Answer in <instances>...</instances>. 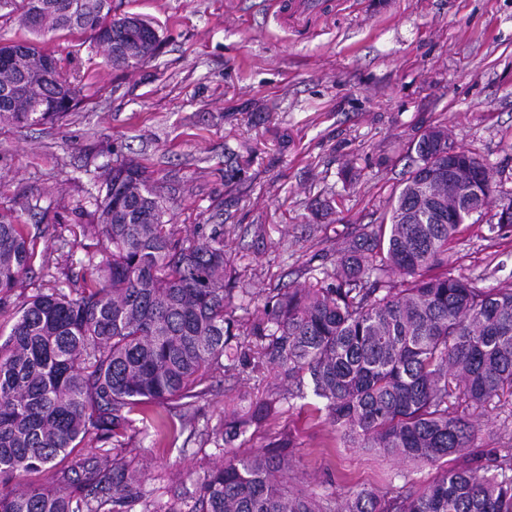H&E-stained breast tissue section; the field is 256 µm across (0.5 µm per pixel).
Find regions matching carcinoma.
I'll use <instances>...</instances> for the list:
<instances>
[{"label":"carcinoma","instance_id":"obj_1","mask_svg":"<svg viewBox=\"0 0 512 512\" xmlns=\"http://www.w3.org/2000/svg\"><path fill=\"white\" fill-rule=\"evenodd\" d=\"M111 0H42L40 34L88 33L109 62L135 67L157 43L111 15ZM0 95L21 85L0 123L51 124L57 88L26 78L52 51L27 39L0 42ZM454 154H448V149ZM407 177L389 221L364 224L313 284L266 298L261 316L241 331L224 225L182 236L165 220L166 200L145 167L112 165L84 211L83 236L98 249L56 262L48 288L19 305L10 331L0 327V512H159L143 490L144 470L128 457L138 432L163 439L173 411L194 427L196 403L235 362L265 367L296 386L309 380L324 402L317 412L345 446L371 448L411 464L440 466L428 485L358 488L317 497L287 480L290 439L239 457L228 445L252 422L271 418L281 394L267 391L225 429L206 435L224 462L194 490L171 489L167 512H512V452L488 450L482 468L465 457L471 415L512 397V286L480 288L449 269L448 245L465 212L496 191L493 169L454 145L448 125L428 127L413 144ZM443 154L468 192L448 204V182L427 168ZM25 225L0 221V308L33 266ZM398 279H392V276ZM141 423L136 428L135 423ZM99 445L94 454L83 452ZM54 469L48 488L24 477Z\"/></svg>","mask_w":512,"mask_h":512}]
</instances>
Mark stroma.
Returning <instances> with one entry per match:
<instances>
[{"label":"stroma","instance_id":"35a3bbf8","mask_svg":"<svg viewBox=\"0 0 512 512\" xmlns=\"http://www.w3.org/2000/svg\"><path fill=\"white\" fill-rule=\"evenodd\" d=\"M325 2L321 14L286 23L274 0H112L114 14L140 15L160 36L157 56L136 68L110 64L89 35H51L81 104L53 125L0 124V217L39 230V257H84L95 243L76 233L80 209L107 165L136 161L182 233L227 229L231 275L248 293L238 313L246 328L267 294L314 282L358 225L380 223L411 142L438 120L512 192V0ZM496 209L462 225L449 249L455 273L481 287L512 284V229L488 232ZM312 224L321 227L314 237ZM238 370L198 402L196 435L163 451L154 436L133 440L162 510L170 499L160 487L193 486L222 462L201 433L281 383L270 369ZM315 403L286 398L235 453L290 434L292 481L316 495L435 477L432 465L337 445ZM479 419L469 457L512 448V402L488 405Z\"/></svg>","mask_w":512,"mask_h":512}]
</instances>
